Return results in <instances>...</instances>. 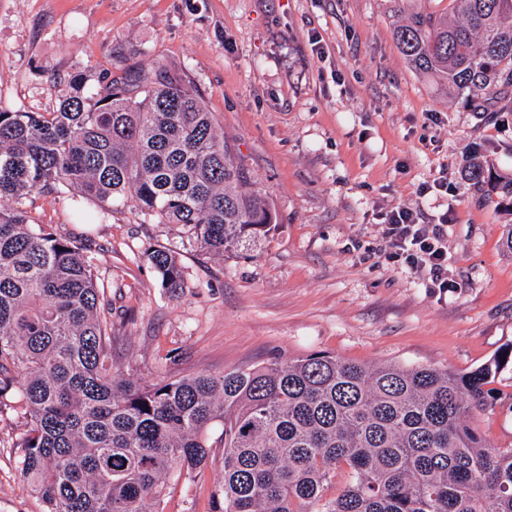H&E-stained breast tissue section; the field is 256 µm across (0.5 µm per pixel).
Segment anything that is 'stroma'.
<instances>
[{
	"label": "stroma",
	"instance_id": "obj_1",
	"mask_svg": "<svg viewBox=\"0 0 512 512\" xmlns=\"http://www.w3.org/2000/svg\"><path fill=\"white\" fill-rule=\"evenodd\" d=\"M394 0H0V107L50 112L81 73L162 66L206 95L277 222L256 245L199 255L176 224L129 206L106 213L34 195L30 214L88 239L112 298V358L126 377L248 369L327 352L362 364L465 372L512 343V205L462 175L472 153L512 171V103L470 112L402 55ZM441 179L444 191L420 195ZM397 206L449 213L448 286L426 287L385 258L381 224ZM184 268L178 300L143 252ZM0 417V512H42ZM208 462L172 485L166 512H208Z\"/></svg>",
	"mask_w": 512,
	"mask_h": 512
}]
</instances>
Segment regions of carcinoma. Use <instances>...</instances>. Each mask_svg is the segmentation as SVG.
Returning a JSON list of instances; mask_svg holds the SVG:
<instances>
[{"label": "carcinoma", "instance_id": "1", "mask_svg": "<svg viewBox=\"0 0 512 512\" xmlns=\"http://www.w3.org/2000/svg\"><path fill=\"white\" fill-rule=\"evenodd\" d=\"M411 66L485 113L512 93V0H449L394 29ZM52 112L0 108V413L23 429L21 475L43 512H164L220 428L210 512H512V445L483 429L512 348L469 372L313 353L141 383L112 360V308L88 245L35 224L34 191L79 193L178 224L222 257L276 223L270 199L182 75L141 69L91 97L83 77ZM481 191L512 202V173L480 157ZM183 296L170 249L144 252Z\"/></svg>", "mask_w": 512, "mask_h": 512}]
</instances>
